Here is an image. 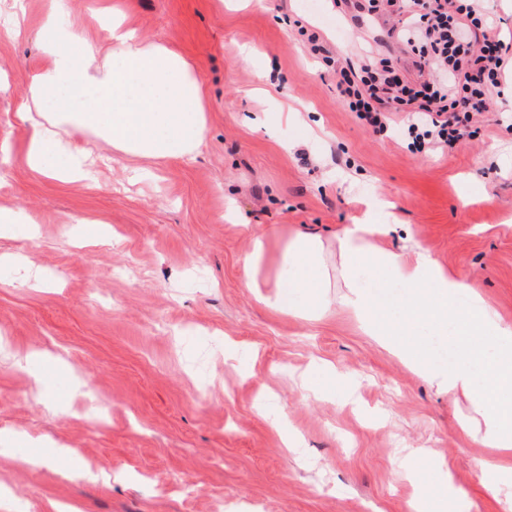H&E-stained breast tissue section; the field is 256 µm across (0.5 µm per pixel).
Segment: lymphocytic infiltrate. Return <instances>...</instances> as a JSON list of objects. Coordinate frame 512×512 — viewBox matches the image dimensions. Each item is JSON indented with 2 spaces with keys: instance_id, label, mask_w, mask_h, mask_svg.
Masks as SVG:
<instances>
[{
  "instance_id": "lymphocytic-infiltrate-1",
  "label": "lymphocytic infiltrate",
  "mask_w": 512,
  "mask_h": 512,
  "mask_svg": "<svg viewBox=\"0 0 512 512\" xmlns=\"http://www.w3.org/2000/svg\"><path fill=\"white\" fill-rule=\"evenodd\" d=\"M368 13L400 16L390 35L409 49L424 80L406 81L387 57L337 62L336 93L348 111L378 131L403 115L411 148L450 149L474 114L486 110L512 70V42L482 34L479 0L449 11L448 0H364Z\"/></svg>"
}]
</instances>
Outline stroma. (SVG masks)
Segmentation results:
<instances>
[{"label":"stroma","mask_w":512,"mask_h":512,"mask_svg":"<svg viewBox=\"0 0 512 512\" xmlns=\"http://www.w3.org/2000/svg\"><path fill=\"white\" fill-rule=\"evenodd\" d=\"M68 6L92 40L117 8L140 39L182 54L207 132L176 160H127L97 141L91 186L33 171L17 114L41 60L44 0H0V27L26 18L21 37L0 34V211L16 218L0 231V512H409L420 489L448 487L456 512H512V483L485 489L490 451L459 427L470 402L358 329L339 306L344 286L304 320L258 302L242 268L257 230L328 243L383 200L385 247H425L512 326V98L492 97L454 149L417 153L402 126L377 132L347 111L311 55L314 32L354 62L412 65L332 0ZM58 446L111 482L18 454Z\"/></svg>","instance_id":"obj_1"}]
</instances>
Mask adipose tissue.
<instances>
[{"label": "adipose tissue", "mask_w": 512, "mask_h": 512, "mask_svg": "<svg viewBox=\"0 0 512 512\" xmlns=\"http://www.w3.org/2000/svg\"><path fill=\"white\" fill-rule=\"evenodd\" d=\"M64 0H48L39 30L43 63L19 116L32 129L29 166L62 181L88 177L90 139L104 140L124 157L172 159L193 154L202 144L207 118L202 84L190 63L160 42L146 43L113 22L106 51H99L78 23L60 25ZM386 224L365 217L337 239L340 262L329 267L328 246L319 236L286 238L278 260L271 305L311 314L321 289L339 280L340 300L359 328L397 350L413 370L431 376L452 394L467 397L482 423L464 429L481 445L512 456V327L502 325L465 280L446 273L431 253L416 247L404 254L380 247ZM368 260L377 287L400 281L407 290V317L424 320L435 334L469 337L462 361L434 368L427 349L407 341L406 328L389 318L388 302L355 287L361 260ZM469 297L458 308L457 295Z\"/></svg>", "instance_id": "ef3b65f1"}]
</instances>
